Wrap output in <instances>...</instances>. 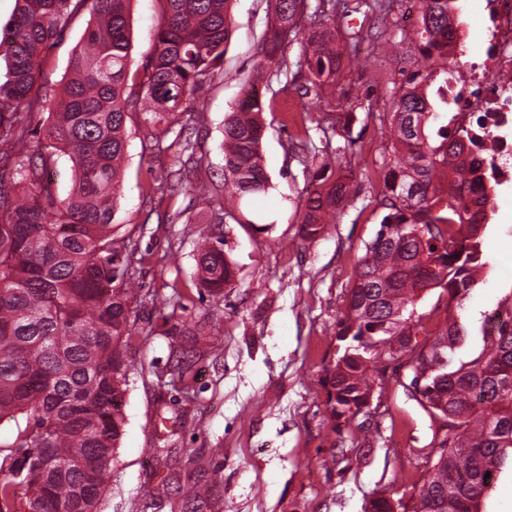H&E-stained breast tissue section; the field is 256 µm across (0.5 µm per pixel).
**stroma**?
<instances>
[{"label":"stroma","instance_id":"1","mask_svg":"<svg viewBox=\"0 0 512 512\" xmlns=\"http://www.w3.org/2000/svg\"><path fill=\"white\" fill-rule=\"evenodd\" d=\"M231 39L223 76L206 87L199 109L175 125H159L153 146L143 145L144 123L129 125L112 236L136 243L137 279L145 299L132 302L134 328L124 337L128 365L124 424L112 478L100 512H363L376 493H411L421 477L432 438L428 414L396 381L393 366L371 369L370 412L336 426L328 411L327 370L336 361V322L345 308L354 270L384 214L379 174L392 158L387 140L393 102L418 68L419 54L401 39L420 0H397L387 21L360 14L345 23L360 40L339 34L342 66L321 89V105L303 118L308 98L297 88L306 75L289 46L281 77L265 92L266 132L261 146L270 188L252 200L265 215L264 233L225 219L224 249L240 272L235 287L218 296L200 288V233L211 219L195 188L209 177L225 196L224 118L241 96V80L258 61V44L273 14V0H233ZM162 13L160 0L130 4V71L141 70ZM457 37L470 53L484 47L486 0H460ZM92 16L81 9L63 36L42 53L39 79L63 89ZM290 93H282L283 85ZM354 111L351 149L338 160L350 199L316 240L298 229L309 180L294 141L317 139L325 113ZM189 128L198 170L184 190L150 194L176 170L178 132ZM498 207L488 214L494 268L466 301L479 318L512 284V188L495 187ZM178 295L170 308L161 299ZM190 360L188 386L172 385L181 360ZM210 486L195 500L190 482Z\"/></svg>","mask_w":512,"mask_h":512}]
</instances>
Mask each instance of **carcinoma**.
<instances>
[{"mask_svg": "<svg viewBox=\"0 0 512 512\" xmlns=\"http://www.w3.org/2000/svg\"><path fill=\"white\" fill-rule=\"evenodd\" d=\"M131 0H16L12 22L0 31V164L11 166L22 198L0 196V415L20 413L24 426L0 458V512H98L112 476V460L124 422L127 364L122 339L131 335L129 300L135 295L132 253L112 239L126 127L139 114L152 125H171L195 107L219 73L231 35V0H163L149 61L138 88L128 87ZM416 30L424 70L421 82L436 83L434 107L420 82L395 102L389 135L397 160L385 167L380 195L385 214L365 246L336 335H352L343 357L329 370V383L349 404L370 387L368 371L379 360L362 336L384 341L419 332L429 346L412 357L406 377L433 386L421 407L435 426L431 444L443 451L413 485L421 505L437 512H487L491 487L512 475V287L476 322L465 314L471 291L492 267L485 249L490 232V193L484 160L471 132L448 111V41L456 38L459 0H421ZM90 5L94 26L76 53L64 95L39 84L40 54L64 31L69 18ZM390 12L386 0H353ZM276 0L274 24L260 45L256 69L243 79L241 98L224 120V185L233 209L206 185L198 200L213 223L230 217L259 224L245 214V201L269 188L260 153L265 130L261 85L281 65L284 33L299 42L296 65L307 71L305 93L319 89L341 67L336 50L337 0ZM56 106L41 130L23 114ZM351 112L331 122L332 133L350 146ZM305 162L310 185L299 227L314 240L331 223L349 194V183L331 179L343 146L325 144ZM74 170L71 193L60 198L45 178L55 157ZM237 265L224 253V237L205 234L198 258L202 287L212 295L236 284ZM446 294L444 319L422 323L423 297Z\"/></svg>", "mask_w": 512, "mask_h": 512, "instance_id": "cac0c4a2", "label": "carcinoma"}]
</instances>
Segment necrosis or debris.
I'll return each mask as SVG.
<instances>
[{
  "instance_id": "necrosis-or-debris-1",
  "label": "necrosis or debris",
  "mask_w": 512,
  "mask_h": 512,
  "mask_svg": "<svg viewBox=\"0 0 512 512\" xmlns=\"http://www.w3.org/2000/svg\"><path fill=\"white\" fill-rule=\"evenodd\" d=\"M487 10L483 57L465 60L464 46H451L462 62L450 69L448 99L478 141L494 142L490 179L512 187V85L502 80L503 74L512 73V0H489Z\"/></svg>"
}]
</instances>
